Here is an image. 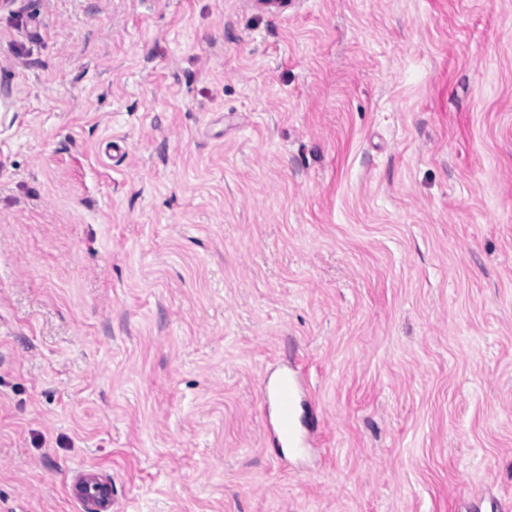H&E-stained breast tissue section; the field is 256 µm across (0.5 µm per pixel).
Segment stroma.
Returning <instances> with one entry per match:
<instances>
[{"label": "stroma", "instance_id": "obj_1", "mask_svg": "<svg viewBox=\"0 0 512 512\" xmlns=\"http://www.w3.org/2000/svg\"><path fill=\"white\" fill-rule=\"evenodd\" d=\"M281 2L0 10V512H512V0ZM298 379L293 374L280 375L271 386H265L263 396L271 399L276 409V426L278 434L292 447L291 451L298 452L302 445L294 433V407L298 396Z\"/></svg>", "mask_w": 512, "mask_h": 512}]
</instances>
